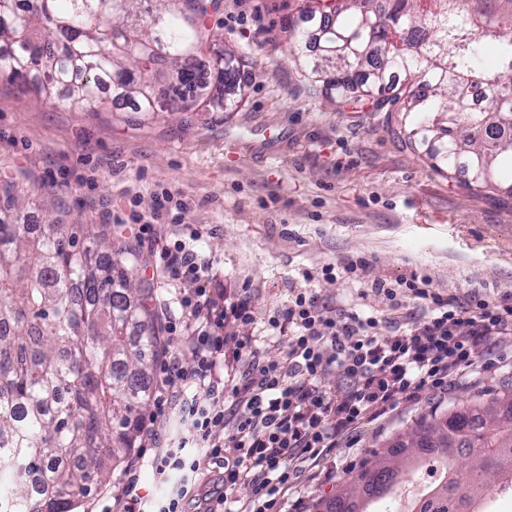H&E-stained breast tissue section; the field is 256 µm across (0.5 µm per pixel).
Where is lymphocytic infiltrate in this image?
Masks as SVG:
<instances>
[{
    "instance_id": "lymphocytic-infiltrate-1",
    "label": "lymphocytic infiltrate",
    "mask_w": 512,
    "mask_h": 512,
    "mask_svg": "<svg viewBox=\"0 0 512 512\" xmlns=\"http://www.w3.org/2000/svg\"><path fill=\"white\" fill-rule=\"evenodd\" d=\"M155 245L170 276L187 290L182 305L196 323L189 338L195 361L187 370L170 357L156 399L158 413L176 415L182 426L176 442L149 459L169 491L154 499L128 483L124 512H185L197 495L200 470L210 464L222 471L224 491L216 501L224 512H272L299 465L317 461L363 419L477 372L480 352L512 342V302L454 303L414 275L405 286L430 304L423 324L385 335L374 317L350 312L340 324L317 295L300 294L275 323L290 331L283 358L264 362L254 337L223 334L226 321L248 325L254 316L245 301L211 296L209 261L181 240L159 239ZM228 357L247 366L226 391L217 372ZM333 371L343 380L325 389ZM191 383L199 394L184 396ZM228 393L235 400L230 414L224 410ZM240 486L249 489L246 499L233 495Z\"/></svg>"
}]
</instances>
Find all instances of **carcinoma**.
I'll return each mask as SVG.
<instances>
[{
  "instance_id": "obj_1",
  "label": "carcinoma",
  "mask_w": 512,
  "mask_h": 512,
  "mask_svg": "<svg viewBox=\"0 0 512 512\" xmlns=\"http://www.w3.org/2000/svg\"><path fill=\"white\" fill-rule=\"evenodd\" d=\"M417 2L388 0L383 21L373 0H307L310 19L335 14L334 30L325 21L314 33L293 30L292 52L336 104L358 87L377 112L401 105L415 114L408 141L425 148L433 168L472 190L494 188L500 175L512 176V136H494L512 130V29L495 32L487 66L465 0H431L427 9ZM223 26L219 0H0V79L20 78L78 112L96 111L104 93L134 112H234L246 82L241 58L205 52ZM312 38L326 46L313 59L304 56ZM395 74L403 77L395 95L375 98ZM477 85L487 93L479 111L470 100ZM0 202L19 210L29 198L6 180ZM139 262L88 224L53 217L37 229L0 217V512H70L135 448L151 363L166 350L150 305L156 288L128 275ZM486 396L417 421L315 512L386 496L424 454L444 476L408 512H471L491 476L512 491V387ZM471 431L483 446L467 447L473 461L461 469L428 441Z\"/></svg>"
}]
</instances>
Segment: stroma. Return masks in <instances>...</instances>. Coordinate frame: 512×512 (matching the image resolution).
<instances>
[{"instance_id":"obj_1","label":"stroma","mask_w":512,"mask_h":512,"mask_svg":"<svg viewBox=\"0 0 512 512\" xmlns=\"http://www.w3.org/2000/svg\"><path fill=\"white\" fill-rule=\"evenodd\" d=\"M304 2L221 0L224 44L249 75L235 112H73L59 100L37 101L20 83L0 82V177L38 194L53 190L80 224H126L135 212L158 226L175 220L203 229L194 248L212 263L216 293L246 298L253 311L252 324L228 321L224 333L255 337L267 361L286 350L272 321L305 290L331 308L378 317L385 333L422 323L426 304L405 297L390 307L372 292L377 282L417 274L461 301L512 296V178L496 191L470 190L407 144L400 105L375 111L357 90L350 104L334 105L289 48ZM138 249L143 261L132 276L154 281L159 310L179 323L169 352L191 367L180 290L149 244ZM350 258L366 263L360 279L340 271ZM329 264L338 269L332 281L321 274ZM477 363L478 375L362 421L352 441L294 480L277 512H314L377 442L431 411L500 389L512 378V347L482 352ZM131 474L149 495L165 494L132 456L73 512H122Z\"/></svg>"}]
</instances>
